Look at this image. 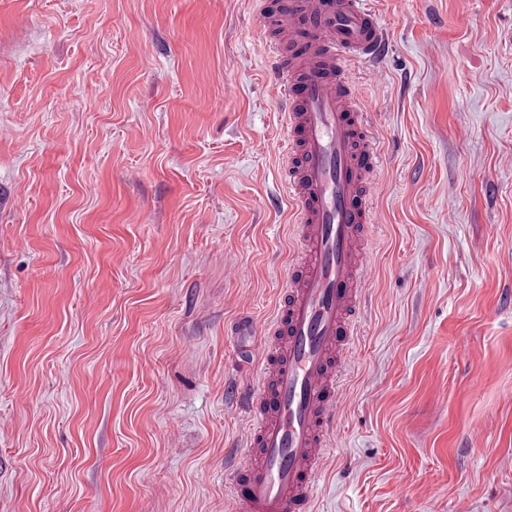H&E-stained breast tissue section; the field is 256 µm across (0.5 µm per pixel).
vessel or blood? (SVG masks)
<instances>
[{"label":"vessel or blood","instance_id":"obj_1","mask_svg":"<svg viewBox=\"0 0 512 512\" xmlns=\"http://www.w3.org/2000/svg\"><path fill=\"white\" fill-rule=\"evenodd\" d=\"M290 54L272 44L289 131L284 198L296 252L283 302L253 349L273 366L271 387L246 398L256 459L224 473L241 512H311L347 396L335 350L350 353L371 278L359 228L376 223V140L367 104L346 74L350 61L380 58L388 38L369 0H289L275 15Z\"/></svg>","mask_w":512,"mask_h":512}]
</instances>
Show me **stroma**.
Wrapping results in <instances>:
<instances>
[{
    "label": "stroma",
    "mask_w": 512,
    "mask_h": 512,
    "mask_svg": "<svg viewBox=\"0 0 512 512\" xmlns=\"http://www.w3.org/2000/svg\"><path fill=\"white\" fill-rule=\"evenodd\" d=\"M370 4L374 276L312 512H512V0ZM279 7L0 0V512H235L291 259Z\"/></svg>",
    "instance_id": "1"
}]
</instances>
